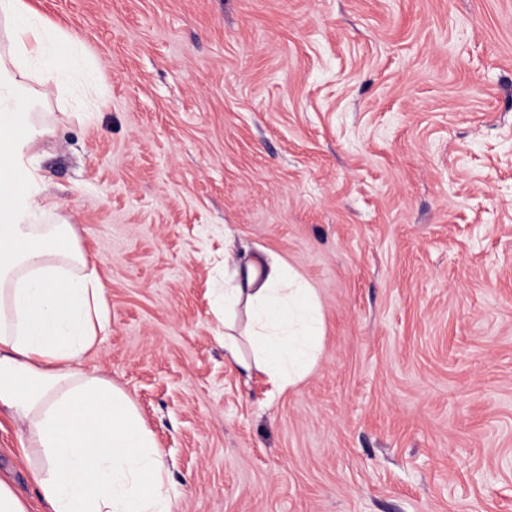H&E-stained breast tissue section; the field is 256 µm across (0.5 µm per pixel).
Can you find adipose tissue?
<instances>
[{
    "mask_svg": "<svg viewBox=\"0 0 512 512\" xmlns=\"http://www.w3.org/2000/svg\"><path fill=\"white\" fill-rule=\"evenodd\" d=\"M90 80L82 49L27 0H0V411L26 435L24 450L48 512H174L162 453L131 399L81 371L108 322L105 288L70 225L46 210L36 156L33 83ZM247 316L235 336L237 308ZM224 354L264 373L279 392L313 367L323 336L314 288L258 249L224 276ZM252 358H244L242 342Z\"/></svg>",
    "mask_w": 512,
    "mask_h": 512,
    "instance_id": "1",
    "label": "adipose tissue"
}]
</instances>
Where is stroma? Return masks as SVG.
Returning <instances> with one entry per match:
<instances>
[{
  "label": "stroma",
  "mask_w": 512,
  "mask_h": 512,
  "mask_svg": "<svg viewBox=\"0 0 512 512\" xmlns=\"http://www.w3.org/2000/svg\"><path fill=\"white\" fill-rule=\"evenodd\" d=\"M99 111L31 151L106 286L84 372L174 512H512V0H28ZM314 288L293 389L224 358V239ZM0 412V477L44 512Z\"/></svg>",
  "instance_id": "35a3bbf8"
}]
</instances>
